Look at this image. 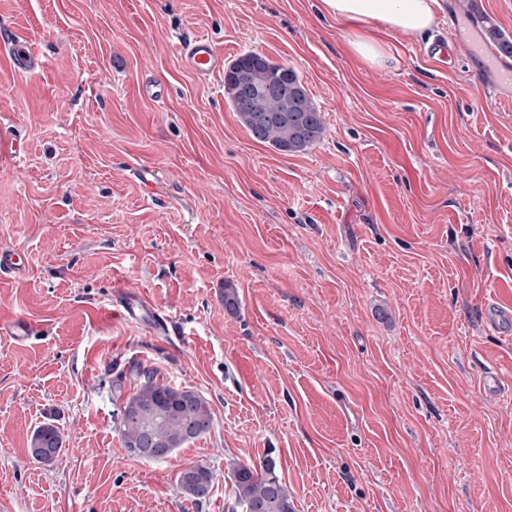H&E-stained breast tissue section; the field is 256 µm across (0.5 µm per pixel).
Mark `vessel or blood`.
I'll return each instance as SVG.
<instances>
[{"label": "vessel or blood", "mask_w": 512, "mask_h": 512, "mask_svg": "<svg viewBox=\"0 0 512 512\" xmlns=\"http://www.w3.org/2000/svg\"><path fill=\"white\" fill-rule=\"evenodd\" d=\"M448 23L450 41H433L427 48L428 54L451 60L458 57L469 60L479 52L486 54L488 68L473 69L485 101L495 104L512 100V38L486 41V32L497 21L485 0H468L462 8L456 0H450ZM0 47L8 50L17 71L31 72L38 68L39 61L23 36L1 34ZM178 54L184 69L199 80H212L224 71V56L209 38L201 36L181 43Z\"/></svg>", "instance_id": "1"}]
</instances>
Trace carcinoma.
<instances>
[{
  "label": "carcinoma",
  "mask_w": 512,
  "mask_h": 512,
  "mask_svg": "<svg viewBox=\"0 0 512 512\" xmlns=\"http://www.w3.org/2000/svg\"><path fill=\"white\" fill-rule=\"evenodd\" d=\"M248 51L224 70V91L230 106L250 135L285 153L302 152L321 140L325 132L322 113L312 102L297 71L271 62H255ZM136 391L116 417L124 447L150 439L155 447L176 452L205 434L212 412L206 399L193 390L171 387L157 370L131 368ZM63 437L50 422L38 426L29 441L30 456L50 464L60 454ZM235 507L241 512H293L288 490L276 474V462L260 467L237 463L231 467ZM214 475L202 465L183 469L178 476L182 493L193 502L207 499Z\"/></svg>",
  "instance_id": "carcinoma-1"
}]
</instances>
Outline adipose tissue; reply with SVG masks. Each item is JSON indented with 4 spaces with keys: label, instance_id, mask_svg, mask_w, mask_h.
<instances>
[{
    "label": "adipose tissue",
    "instance_id": "adipose-tissue-1",
    "mask_svg": "<svg viewBox=\"0 0 512 512\" xmlns=\"http://www.w3.org/2000/svg\"><path fill=\"white\" fill-rule=\"evenodd\" d=\"M436 0H320V9L340 22H376L385 29L417 35L434 20Z\"/></svg>",
    "mask_w": 512,
    "mask_h": 512
}]
</instances>
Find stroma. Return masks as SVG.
Segmentation results:
<instances>
[{
    "label": "stroma",
    "instance_id": "stroma-1",
    "mask_svg": "<svg viewBox=\"0 0 512 512\" xmlns=\"http://www.w3.org/2000/svg\"><path fill=\"white\" fill-rule=\"evenodd\" d=\"M438 2L421 35L365 23L372 64L320 0H0L41 62L0 54V249L30 259L0 321L34 327L0 334V512H231V465L269 458L295 512H512V104L424 53ZM199 36L294 68L323 138L254 140L223 79L183 69ZM142 298L168 334L110 309ZM137 364L213 413L165 461L115 423ZM350 45L356 54L369 63H379L384 57L382 46L370 37L356 33ZM62 447L60 429L51 422H44L33 431L28 451L36 461L51 464L62 451ZM213 481L214 475L211 470L202 465L187 467L178 476L182 493L193 502H200L210 496Z\"/></svg>",
    "mask_w": 512,
    "mask_h": 512
}]
</instances>
